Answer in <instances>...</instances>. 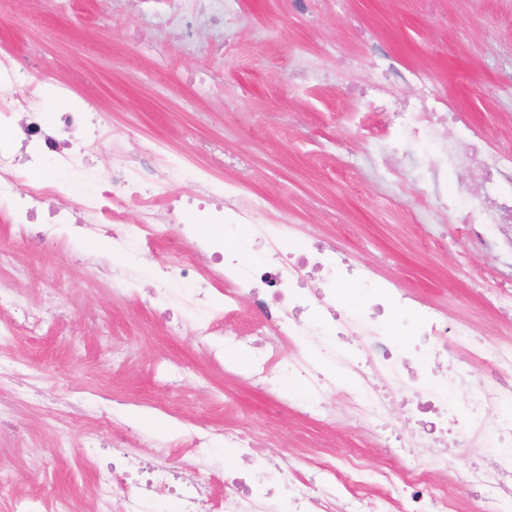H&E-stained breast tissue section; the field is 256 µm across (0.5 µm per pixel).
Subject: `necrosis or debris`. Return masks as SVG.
Wrapping results in <instances>:
<instances>
[{"label":"necrosis or debris","mask_w":512,"mask_h":512,"mask_svg":"<svg viewBox=\"0 0 512 512\" xmlns=\"http://www.w3.org/2000/svg\"><path fill=\"white\" fill-rule=\"evenodd\" d=\"M44 95L38 72L20 68L13 52L0 49V221L12 225L16 239L62 246L73 238L106 235L116 254L133 247L146 255L162 223L179 225L185 249L156 269L151 295L167 304L176 289H185L184 302L198 314L200 336L218 335L224 319L250 302L258 313L248 342L255 382L264 383L278 368V340L299 338L311 354L288 364L289 375L308 389L297 411L321 419L327 391L337 376H344L351 385L346 397L356 429L377 430L383 447L410 451L402 463L390 459L373 470L356 455L339 461L321 458L303 472L283 462L276 467V480L288 492L284 498L274 496L262 469L252 465L225 478L224 498L217 501L205 467L172 476L168 467L126 452L132 437L107 421L103 429L112 439L111 459L95 472L101 512H157L163 487L178 500L181 512H448L457 486L469 489L472 512H512V342L483 345L491 365L483 373L450 361L444 341L470 339L469 325L416 301L397 282L375 277L332 243L279 231L267 210L238 188L190 177L182 193L164 190L163 175L150 164L153 146L135 157L114 150L113 133L100 119L94 96H73L71 86L60 83L50 121L42 108ZM439 102L436 96L419 100L412 112L394 113L392 123H380L377 131L392 128L405 142H419L425 125L447 123ZM463 138L465 149L421 157L434 175L432 196L436 203H447L454 223L466 225L469 249L487 247L485 228L490 225L512 258V150L488 149L483 134L469 126ZM99 155L107 165L104 172L91 174L92 188L64 198L66 177L89 174ZM449 165L469 172L484 185V193L458 205L457 194L439 181ZM130 198L141 204L135 224L126 217ZM189 210L222 225V234L200 236L184 217ZM243 232L259 250L250 263L229 244ZM219 285L224 288L220 312L213 297ZM352 286L365 288L371 301L348 315L341 305ZM424 361L447 363L450 381L469 389L466 408L422 377L418 366ZM371 371L385 374L402 404L414 409L409 435L386 427L389 404L368 381ZM454 428L498 443L494 464L449 467L455 451L448 446V433ZM438 466L448 470L447 485L430 479Z\"/></svg>","instance_id":"obj_1"}]
</instances>
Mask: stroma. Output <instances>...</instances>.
<instances>
[{
    "label": "stroma",
    "instance_id": "stroma-1",
    "mask_svg": "<svg viewBox=\"0 0 512 512\" xmlns=\"http://www.w3.org/2000/svg\"><path fill=\"white\" fill-rule=\"evenodd\" d=\"M223 2V38L210 50L181 43L177 19L139 15L128 0H0V45L48 83L66 78L81 90L93 77L123 149L149 140L159 161L245 182L298 233L371 263L485 340L511 337L512 320L470 288L505 274L496 253L459 254L465 227L434 205L421 169L399 164L391 139L367 136L375 118L363 102L339 100L376 83L388 62L421 72L491 146H511L512 0H440L434 10L427 0ZM178 234L168 225L154 256H131L136 277L124 282L77 262L91 252L112 266L98 239L34 252L0 223V286L36 308L65 306L42 335L21 331L0 346V408L13 423L0 431V470L43 512L62 498L96 512L97 457L86 442L107 395L126 399L113 420L134 423L141 456H156L173 432L207 433L206 447L170 449L168 464L206 461L218 499L239 465L224 445L228 427L258 433L268 460L359 453L380 464L365 452L372 437L337 418L336 395L325 398L329 420L301 419L291 406L300 390L256 388L248 346L213 358L220 337L189 335L146 301L143 287L157 262L173 259ZM42 371L51 382L33 384Z\"/></svg>",
    "mask_w": 512,
    "mask_h": 512
}]
</instances>
